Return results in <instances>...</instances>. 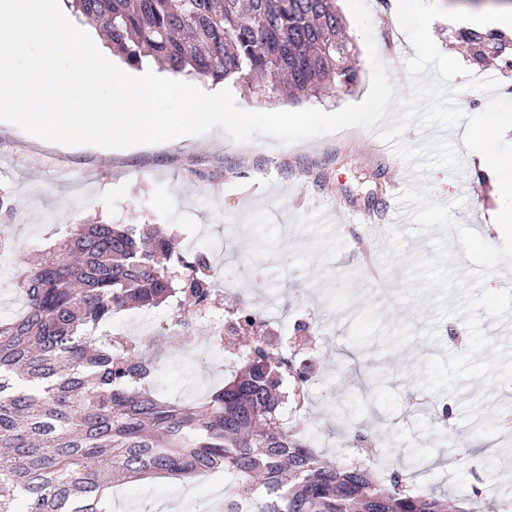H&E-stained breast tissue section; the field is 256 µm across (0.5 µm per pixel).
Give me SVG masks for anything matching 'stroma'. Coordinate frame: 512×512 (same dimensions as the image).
I'll return each instance as SVG.
<instances>
[{
  "instance_id": "1",
  "label": "stroma",
  "mask_w": 512,
  "mask_h": 512,
  "mask_svg": "<svg viewBox=\"0 0 512 512\" xmlns=\"http://www.w3.org/2000/svg\"><path fill=\"white\" fill-rule=\"evenodd\" d=\"M373 38L399 95H408L405 61L414 57L399 22L379 15ZM360 80L349 92L309 99L307 107L336 112L368 95L371 69L363 36L353 39ZM465 182L444 169L429 176L433 200L464 199L456 219L482 230L487 189L470 156L462 158ZM399 171L378 157L355 128L293 144L259 137L239 144L221 129L175 144L145 148L54 147L36 142L16 126L0 122V318L20 313L15 285L23 261L91 217L118 224H156L173 232L185 253L201 249L222 275L233 278L261 311L277 307L284 330L269 341L295 342L296 358L322 385H311L288 415L304 422L326 460L371 464L382 456L387 472L406 476L416 492L468 494L474 512H504L512 503V476L503 446L512 441V388L465 384L460 393H432L418 384V368L430 355L458 352L456 335L466 334L460 317L435 321L430 301H401L407 288L404 265L394 266L389 292L367 289L365 260L381 264L385 240L362 255L356 241L368 239L362 224H332L349 209L377 213L385 227L406 229L395 196L384 186ZM379 307L384 324L410 323L419 336L402 348L382 352L380 344L359 347L347 339L351 316L366 305ZM224 306L209 312L212 327L174 325L170 308L153 309L154 325L143 335L134 311L113 315L125 336L145 340L156 353L151 387L180 402L199 401L232 375L225 354L235 346L224 334ZM305 323L317 336L316 353L297 342ZM437 326L440 341L421 338ZM481 400L478 416L464 419V404ZM352 407L368 427L371 445L348 444L349 432L336 419ZM233 488L223 472L194 478H146L112 489V512H222L211 506L215 487Z\"/></svg>"
}]
</instances>
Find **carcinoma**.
<instances>
[{"instance_id":"carcinoma-1","label":"carcinoma","mask_w":512,"mask_h":512,"mask_svg":"<svg viewBox=\"0 0 512 512\" xmlns=\"http://www.w3.org/2000/svg\"><path fill=\"white\" fill-rule=\"evenodd\" d=\"M129 66L152 57L213 85L299 102L347 90L358 71L336 0H70ZM472 64L512 68V40L462 28ZM18 315L0 320V512H106L117 483L224 470L260 479L255 512H444L403 475L329 462L277 415L280 388L305 372L273 351L247 303L227 327L252 337L244 364L207 400L179 403L145 387L154 352L105 336L112 314L174 305L187 327L216 299L207 254L184 256L150 224L89 220L21 267Z\"/></svg>"}]
</instances>
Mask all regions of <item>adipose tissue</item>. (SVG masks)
Listing matches in <instances>:
<instances>
[{"mask_svg":"<svg viewBox=\"0 0 512 512\" xmlns=\"http://www.w3.org/2000/svg\"><path fill=\"white\" fill-rule=\"evenodd\" d=\"M511 131V115L486 111L465 139L470 156L492 180L496 206L489 211L488 223L498 231H512V157L498 150L501 138Z\"/></svg>","mask_w":512,"mask_h":512,"instance_id":"obj_1","label":"adipose tissue"}]
</instances>
